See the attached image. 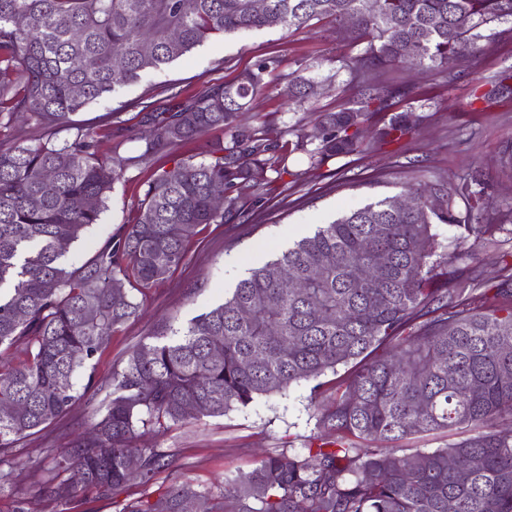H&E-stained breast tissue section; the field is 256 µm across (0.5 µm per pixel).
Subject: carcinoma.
<instances>
[{"instance_id": "1", "label": "carcinoma", "mask_w": 512, "mask_h": 512, "mask_svg": "<svg viewBox=\"0 0 512 512\" xmlns=\"http://www.w3.org/2000/svg\"><path fill=\"white\" fill-rule=\"evenodd\" d=\"M324 19L367 49L348 62L359 79L356 105L289 130L312 169L401 141L412 129L408 111L389 114L373 140L360 136L362 123L406 95L373 82V72L407 61L437 70L450 56L465 63L479 29L512 22V0H267L262 11L253 0H193L188 11L182 0H0V126L22 113L51 134L72 132L61 143L0 137V348L24 355L16 365L0 363V407L19 409L0 416V492L15 491L13 469L2 468L15 441L98 386L94 360L140 311L131 290L164 280L183 264L199 226L256 205L287 173L279 139L263 124L237 122L264 86L265 61L232 85H212L161 111L144 106L154 134L135 156L101 154L96 129L75 116L214 35L298 30ZM511 80L501 76L488 97H511ZM293 82L296 100L315 95L313 79ZM216 128L229 130V142L212 147L207 160L183 156L147 180L134 222L85 264L63 266L125 167L173 154ZM216 185L224 188L219 210ZM407 192L417 207L400 209L384 196L346 212L250 270L186 327L165 325L153 342L138 344L112 371L89 429L63 454L49 453L29 490L57 508L88 490L107 496L134 482L146 487L175 460L163 448L138 446L143 430L223 416L305 381L314 399L329 384L336 390L314 406L318 434L308 456H265L227 477L216 497L178 476L154 500L126 499L118 512H181L191 499L204 512H448L450 500L455 512H512V434L496 430L512 419V265L490 284L470 267L468 246L503 225L475 222L480 182L435 180ZM441 224L465 230L458 244L448 245ZM369 243L389 257L376 286L363 278L374 262ZM289 280L302 290L284 287ZM88 369L80 390L76 379ZM438 432L451 437L442 448L407 454L397 446Z\"/></svg>"}]
</instances>
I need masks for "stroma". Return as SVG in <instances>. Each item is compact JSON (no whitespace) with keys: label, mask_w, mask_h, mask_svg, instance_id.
Wrapping results in <instances>:
<instances>
[{"label":"stroma","mask_w":512,"mask_h":512,"mask_svg":"<svg viewBox=\"0 0 512 512\" xmlns=\"http://www.w3.org/2000/svg\"><path fill=\"white\" fill-rule=\"evenodd\" d=\"M497 29L496 36L479 40L468 62L448 73L404 65L376 73V82L407 90L399 107L417 117L412 133L400 142L331 159L317 170L305 154L292 153L287 174L271 184L253 214L200 226L187 246L183 265L137 295L142 311L114 332L96 361L97 380L107 381L113 370L123 367L130 350L153 335L158 322L186 325L222 303L248 269L262 266L294 241L313 234L318 225L370 198L398 194L409 182L445 179L454 187L475 178L483 182L488 206L480 219L505 227L498 244L476 249L477 269L493 274L502 253L512 252V99L486 97L500 74L512 72V27L501 23ZM365 48V42L325 22L301 30L274 27L220 36L90 104L79 118L94 125L103 113H119L125 130L119 153L134 156L152 133L142 120L143 103L165 107L174 94L187 97L213 84L234 83L244 70L268 60L272 66L265 85L240 120L255 126L269 123L272 135L287 147L293 141L291 128L312 125L319 113L353 100L356 82L342 62L363 54ZM297 76L315 78L321 84L319 93L295 102L290 81ZM173 165V157L161 155L152 167L127 168L115 182L98 224L71 247L66 265L89 261L108 237L130 223L152 168ZM310 388L304 382L221 417L190 420L160 432L148 430L140 443L170 450L176 471L200 488L216 492L225 476L250 471L260 456L301 451L316 436ZM105 396L102 390L88 392L68 413L18 440L12 456L17 482L28 484L32 467L44 460L48 449L67 448L88 427Z\"/></svg>","instance_id":"1"}]
</instances>
